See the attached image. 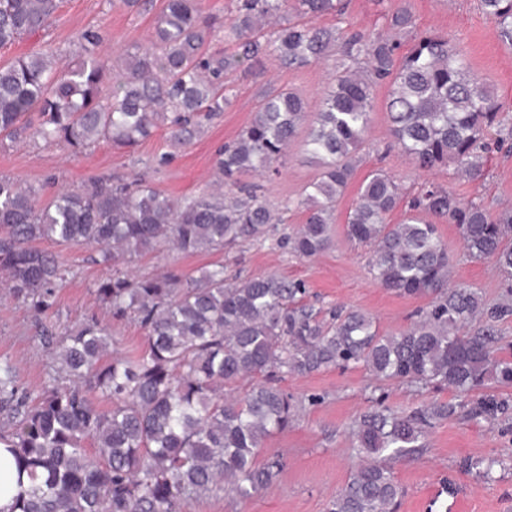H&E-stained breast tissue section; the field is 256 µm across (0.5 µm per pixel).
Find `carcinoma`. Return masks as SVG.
I'll return each instance as SVG.
<instances>
[{"instance_id": "1", "label": "carcinoma", "mask_w": 512, "mask_h": 512, "mask_svg": "<svg viewBox=\"0 0 512 512\" xmlns=\"http://www.w3.org/2000/svg\"><path fill=\"white\" fill-rule=\"evenodd\" d=\"M62 0H0V48L36 34ZM497 40L512 47V0H479ZM345 0H234L221 31L201 0H165L147 46L124 53V73L97 53L107 31L78 35L75 64L57 65L58 49L0 65V135L13 141L31 128L47 143L74 151L101 142L133 148L165 125L185 145L230 103L226 76L242 64L274 58L288 69L332 60V80L315 106L270 87L248 127L216 159L225 191L183 198L140 183L89 186L45 198L0 177V288L46 313L69 270L36 247L49 240L92 246L112 275L94 288L112 318L139 325L145 348L112 355L110 328L90 316L53 340L55 363L35 395L22 392L15 368L0 362V445L12 449L30 486L11 512H181L184 503L224 492L247 500L270 486L281 467L260 458L273 434L295 420L297 403L280 386L286 375L363 365L376 379L479 392L476 412L502 406L488 381L512 386V356L498 346L507 306L486 307L453 282L438 225L453 224L474 260L491 259L512 285V207L492 211L463 203L449 188L426 183L406 198L381 170L361 182L343 226L369 249V273L399 295L431 302L403 330L386 334L369 314L350 310L320 319L298 296L305 288L275 274L228 278L214 264L198 277L172 270L138 276L132 263L164 244L194 254L264 238L277 218L242 178L275 172L283 150L307 126L302 151L319 178L296 205L304 224L286 238L311 257L332 243L336 204L352 184L372 122L375 88L388 86L386 110L395 143L421 170L454 166L471 182L485 177L489 131L512 138V117L473 75L465 55L440 31L417 33L406 3L388 14V32L316 27L308 19L340 15ZM224 41L234 52H210ZM405 203L398 223L390 215ZM262 378L231 399L222 390ZM453 408L409 415L386 409L357 421L358 463L328 512H393L401 495L388 460L419 447L433 421Z\"/></svg>"}]
</instances>
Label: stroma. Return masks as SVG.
I'll return each mask as SVG.
<instances>
[{"mask_svg":"<svg viewBox=\"0 0 512 512\" xmlns=\"http://www.w3.org/2000/svg\"><path fill=\"white\" fill-rule=\"evenodd\" d=\"M417 32L437 30L448 36L466 54L474 75L493 90L502 112L512 115V49L495 37L478 0H407ZM151 8L136 12L121 0H63L57 16L43 32L0 49V64L17 56L53 45L68 53L77 50L78 34L102 25L108 38L100 55L117 60L129 46L147 44L152 22L164 0H150ZM397 0H349L346 14L324 15L315 24L329 29L385 30L387 16ZM331 66L318 63L289 70L268 60L251 68L240 67L232 85L233 103L191 144L171 143L167 127L132 149H117L103 143L74 152L45 144L40 138L22 142H0V176L21 180L49 195L64 188L87 185L105 178L113 181L144 179L169 196L195 195L212 187L216 178L214 159L250 123L261 93L271 85L299 93L315 103L329 81ZM368 142L357 171L365 177L381 169L400 183L404 194H413L422 183L434 182L453 190L463 201H475L494 209L512 205V151L491 153L483 181L473 183L455 174L453 168L421 171L393 143L385 109L386 87H378ZM292 141L277 173L248 175V182L262 185L272 207L299 199L319 175ZM303 216L293 210L284 223L274 225L264 242H247L207 254H184L166 248L141 257L135 273H156L170 267L187 276L223 264L226 275L255 276L275 273L302 281L303 304L314 309L332 307L359 309L374 316L382 331L404 329L413 313L428 301L399 296L375 283L367 268V250L335 234L332 245L317 256L301 259L275 242L292 234ZM453 262V279L476 291L486 306L512 301L502 276L490 260L471 259L454 225H440ZM39 249L58 254L71 274L61 289L57 306L46 314L10 297L0 289V360L11 362L19 382L28 390L39 389L53 371L49 351L40 343L42 325L57 333L97 316L109 324L113 351L134 355L144 348L143 333L131 320L117 321L94 299L96 284L111 273L96 261L91 247H65L42 241ZM281 388L300 407L287 431L268 438L263 455L278 456L283 464L276 481L247 501L217 494L186 503L182 512H326L328 502L345 486L357 463L352 435L359 417L384 405L399 413H410L433 405L452 406L450 416L434 422L413 455L393 462L392 469L404 495L397 512H512V389L498 391L504 406L495 415H473L476 396L461 397L449 390L411 384H389L375 379L364 367L331 369L309 376H286ZM497 459L491 478L469 469L468 460Z\"/></svg>","mask_w":512,"mask_h":512,"instance_id":"1","label":"stroma"}]
</instances>
